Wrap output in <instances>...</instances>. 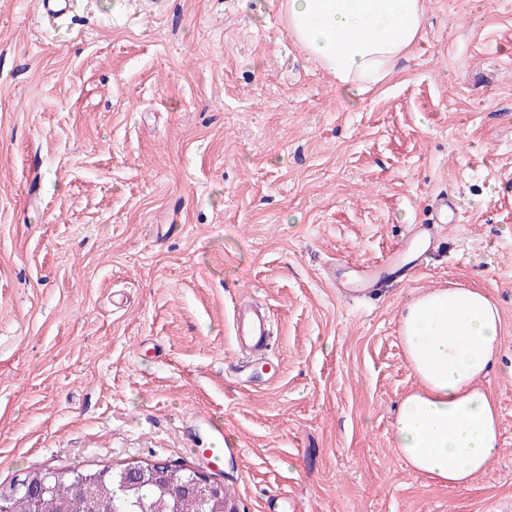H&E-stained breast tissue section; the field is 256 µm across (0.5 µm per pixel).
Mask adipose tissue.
Returning a JSON list of instances; mask_svg holds the SVG:
<instances>
[{"mask_svg":"<svg viewBox=\"0 0 512 512\" xmlns=\"http://www.w3.org/2000/svg\"><path fill=\"white\" fill-rule=\"evenodd\" d=\"M296 43L354 99L381 85L417 40L423 0H283ZM402 342L421 383L401 403L394 447L412 471L465 488L493 463L499 415L478 381L494 365L502 325L489 296L439 288L401 309Z\"/></svg>","mask_w":512,"mask_h":512,"instance_id":"obj_1","label":"adipose tissue"}]
</instances>
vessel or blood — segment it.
Here are the masks:
<instances>
[{"instance_id":"obj_1","label":"vessel or blood","mask_w":512,"mask_h":512,"mask_svg":"<svg viewBox=\"0 0 512 512\" xmlns=\"http://www.w3.org/2000/svg\"><path fill=\"white\" fill-rule=\"evenodd\" d=\"M73 0H36L39 18L55 24L66 16ZM463 211L456 199L438 196L432 208L429 223L409 225L403 238L379 260L360 265L356 278L342 280L337 267H328L325 276L335 282L344 294L354 297H372L380 288L398 276L408 274V267L402 266L403 253L412 250L415 243H423L426 249H434L440 229L449 224L461 222ZM232 334L237 347L248 357L264 356L273 335L272 319L268 309L250 299L238 301L231 312Z\"/></svg>"}]
</instances>
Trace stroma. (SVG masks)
Masks as SVG:
<instances>
[{
    "instance_id": "1",
    "label": "stroma",
    "mask_w": 512,
    "mask_h": 512,
    "mask_svg": "<svg viewBox=\"0 0 512 512\" xmlns=\"http://www.w3.org/2000/svg\"><path fill=\"white\" fill-rule=\"evenodd\" d=\"M0 0V483L130 460L205 470L240 512H512V0H424L349 101L280 0ZM465 218L365 305L324 271L379 259L434 199ZM484 289L493 465L466 489L390 441L419 382L406 298ZM269 307L237 371L236 301ZM74 0H37L35 7L39 18L49 24H57L66 16Z\"/></svg>"
}]
</instances>
